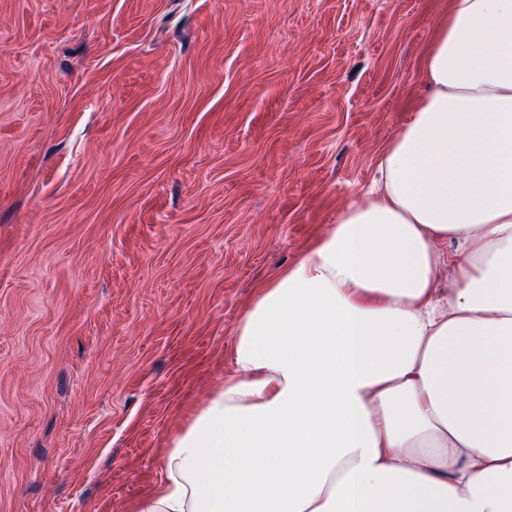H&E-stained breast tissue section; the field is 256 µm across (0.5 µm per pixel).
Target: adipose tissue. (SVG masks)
<instances>
[{"mask_svg": "<svg viewBox=\"0 0 512 512\" xmlns=\"http://www.w3.org/2000/svg\"><path fill=\"white\" fill-rule=\"evenodd\" d=\"M423 78L135 512H512V0H450Z\"/></svg>", "mask_w": 512, "mask_h": 512, "instance_id": "1", "label": "adipose tissue"}]
</instances>
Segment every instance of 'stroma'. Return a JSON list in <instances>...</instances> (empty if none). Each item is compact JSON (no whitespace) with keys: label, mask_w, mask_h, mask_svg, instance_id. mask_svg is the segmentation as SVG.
I'll list each match as a JSON object with an SVG mask.
<instances>
[{"label":"stroma","mask_w":512,"mask_h":512,"mask_svg":"<svg viewBox=\"0 0 512 512\" xmlns=\"http://www.w3.org/2000/svg\"><path fill=\"white\" fill-rule=\"evenodd\" d=\"M449 0H0V512H132Z\"/></svg>","instance_id":"35a3bbf8"}]
</instances>
